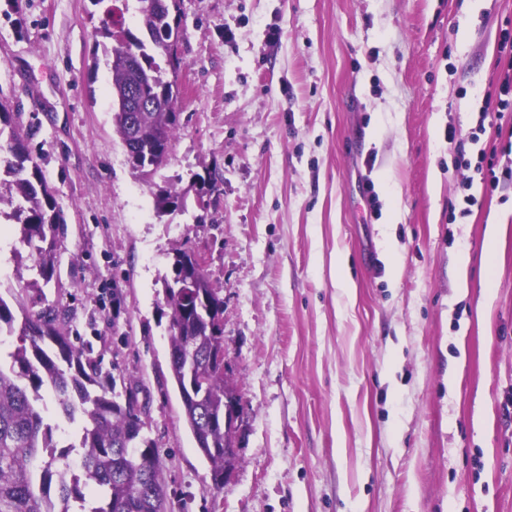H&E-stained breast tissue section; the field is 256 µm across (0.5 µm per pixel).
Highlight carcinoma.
<instances>
[{
  "label": "carcinoma",
  "instance_id": "1",
  "mask_svg": "<svg viewBox=\"0 0 512 512\" xmlns=\"http://www.w3.org/2000/svg\"><path fill=\"white\" fill-rule=\"evenodd\" d=\"M103 26L95 33L115 39L117 23L110 4ZM140 33L121 27L139 51L137 70L112 67V121L133 171L164 164L177 127L180 90L162 63L172 64L180 22L172 17V0H137ZM149 72L153 83L141 89L148 107L129 111L127 91L137 73ZM9 128L7 156L0 157V183L9 187L8 217L19 226L20 241L30 249L36 278L31 286H48L58 278L61 241L67 232L56 191L31 156L24 133L0 104V134ZM162 212L182 211L184 198L163 191ZM170 309L171 377L178 389L186 425L201 455L211 466L214 490L224 489V298L197 259V253L175 251L171 275L163 280ZM18 344L0 362V512H165L166 492L161 463L132 401L104 385L98 360L75 346L66 332L68 309L47 305L37 311L21 308ZM15 316L0 298V336L12 335ZM50 388L68 417L81 410L87 418L79 443L81 469L69 473L56 463L69 452L55 454L54 428L42 415L43 388Z\"/></svg>",
  "mask_w": 512,
  "mask_h": 512
}]
</instances>
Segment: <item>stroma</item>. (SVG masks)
I'll return each instance as SVG.
<instances>
[{
    "mask_svg": "<svg viewBox=\"0 0 512 512\" xmlns=\"http://www.w3.org/2000/svg\"><path fill=\"white\" fill-rule=\"evenodd\" d=\"M15 3L0 0V102L67 234L58 282L30 288L1 216L0 298L66 306L72 342L131 379L166 512H512V182L474 183L467 212L455 166L512 164V122L479 114L508 72L512 0H177L178 130L149 181L113 131L101 7ZM163 190L186 211L158 213ZM179 248L224 299L242 399L219 492L171 380Z\"/></svg>",
    "mask_w": 512,
    "mask_h": 512,
    "instance_id": "35a3bbf8",
    "label": "stroma"
}]
</instances>
